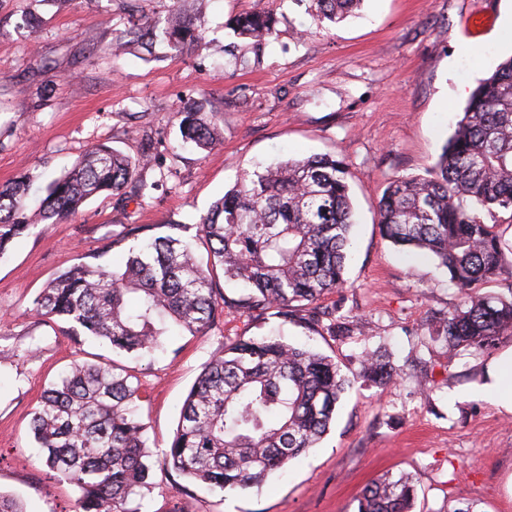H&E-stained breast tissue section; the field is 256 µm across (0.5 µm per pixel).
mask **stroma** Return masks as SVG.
<instances>
[{"instance_id": "stroma-1", "label": "stroma", "mask_w": 512, "mask_h": 512, "mask_svg": "<svg viewBox=\"0 0 512 512\" xmlns=\"http://www.w3.org/2000/svg\"><path fill=\"white\" fill-rule=\"evenodd\" d=\"M484 0H363L329 28L311 24L310 0H0V188L36 177L30 206L91 147L144 158L121 197L96 196L57 224H38L0 257V493L25 512H74L78 488L42 463L30 428L42 391L73 361L134 371L137 413L154 463L142 512H357L365 485L412 475L415 512H512V414L479 393L494 353H449L434 338L460 302L432 258L385 240L378 202L398 176L424 173L461 120L478 82L512 56V0H494L493 24L465 33ZM196 16L201 46L158 44L114 54L131 17ZM277 19L261 58L246 43L224 52V24L255 10ZM207 97L221 143L183 144L180 107ZM334 153L351 168L356 224L341 307L355 327L333 336L267 310L225 309L206 335L169 337L142 357L67 335L34 312V300L77 262L106 268L126 256L124 235L152 225H192L255 165ZM239 336H279L357 370L365 352L387 351L398 384L354 385L316 448L258 487L212 493L165 468L163 453L204 366Z\"/></svg>"}]
</instances>
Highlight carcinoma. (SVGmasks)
I'll return each mask as SVG.
<instances>
[{
    "label": "carcinoma",
    "mask_w": 512,
    "mask_h": 512,
    "mask_svg": "<svg viewBox=\"0 0 512 512\" xmlns=\"http://www.w3.org/2000/svg\"><path fill=\"white\" fill-rule=\"evenodd\" d=\"M318 29L344 20L362 0H312ZM229 35L251 41L260 55L275 30L262 11L225 23ZM162 41L177 51L202 40L182 11L142 19L115 40ZM208 100L186 105L182 136L201 150L217 141ZM144 159L94 146L48 188L28 215L30 177L0 189V255L39 221L60 222L88 199L118 195ZM349 165L334 155L289 159L242 171L196 224L208 250L200 265L175 233L129 248L125 265L109 270L85 262L60 271L34 300V311L66 324L73 336H95L114 351L151 353L172 328L204 335L224 313L215 273L248 286L233 303L250 314L277 309L286 320L294 304L317 302L345 287L354 224ZM512 211V57L473 90L458 126L423 175L389 183L379 201V224L393 245L432 256L460 293L457 308L438 321L448 352L482 354L512 335V292L483 293L478 285L512 269V236L483 221L482 211ZM399 373L387 353L367 352L347 375L321 352L276 338L242 336L224 343L204 367L181 408L165 459L181 475L212 491L246 490L316 447L356 383L384 388ZM138 377L115 366L74 361L45 389L31 430L44 465L76 485L77 512H140L152 465L144 425L134 405ZM411 476L382 475L358 498V512H413Z\"/></svg>",
    "instance_id": "1"
}]
</instances>
